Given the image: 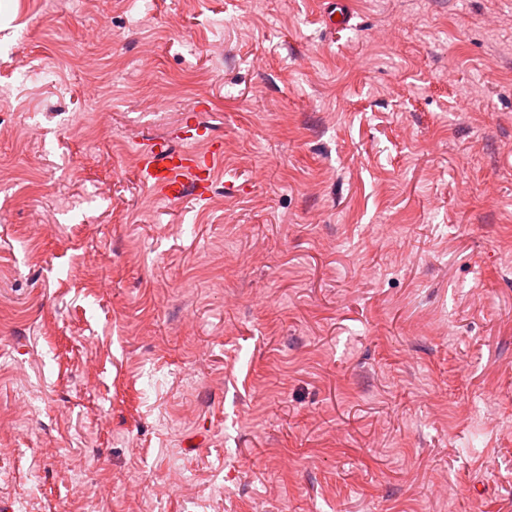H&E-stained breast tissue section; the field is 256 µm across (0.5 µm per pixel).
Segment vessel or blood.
I'll return each instance as SVG.
<instances>
[{
    "instance_id": "obj_1",
    "label": "vessel or blood",
    "mask_w": 512,
    "mask_h": 512,
    "mask_svg": "<svg viewBox=\"0 0 512 512\" xmlns=\"http://www.w3.org/2000/svg\"><path fill=\"white\" fill-rule=\"evenodd\" d=\"M222 157L223 150L219 147L204 152L190 148L174 151L158 141L143 155L140 181L171 203L188 197L205 202L210 198L213 170Z\"/></svg>"
}]
</instances>
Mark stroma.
Listing matches in <instances>:
<instances>
[{
  "instance_id": "1",
  "label": "stroma",
  "mask_w": 512,
  "mask_h": 512,
  "mask_svg": "<svg viewBox=\"0 0 512 512\" xmlns=\"http://www.w3.org/2000/svg\"><path fill=\"white\" fill-rule=\"evenodd\" d=\"M349 2L0 0V512H512V0ZM223 154L220 147L205 152L190 148L173 151L158 141L151 144L143 155L140 181L170 203L187 197L205 202L211 198L213 170Z\"/></svg>"
}]
</instances>
